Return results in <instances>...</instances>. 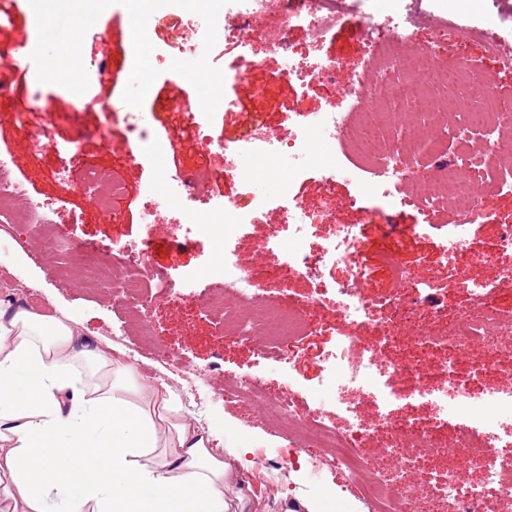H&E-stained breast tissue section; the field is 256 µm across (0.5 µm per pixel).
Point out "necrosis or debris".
<instances>
[{
	"mask_svg": "<svg viewBox=\"0 0 512 512\" xmlns=\"http://www.w3.org/2000/svg\"><path fill=\"white\" fill-rule=\"evenodd\" d=\"M356 17L355 33L367 47V65L344 71L342 61L324 50L343 14ZM419 18L399 0H236L217 25V35L241 53L263 43L277 60L279 80L306 89L319 84L337 91L345 108L328 107L316 116V137L296 129L288 138L274 135L260 124L249 125L234 138L215 139L201 133L197 141L208 157L238 165L242 193L213 209L205 180L196 174L176 176L170 192L187 196L193 208H174L148 195L135 221L148 236L179 238L193 233L198 213L210 209V234L230 238L236 226L257 223L269 197L281 201L287 234H271L258 244V262L244 264L238 249L225 248L224 271L210 284L213 300L224 305V324L234 340L257 356L286 362L283 345L315 330V312L333 305L341 324L334 350L324 362L327 373L316 392L322 402L302 409L301 389L293 379L269 387L257 374L240 377L225 388L223 400L246 421L287 420L290 448L285 457L261 460L273 478H281L299 461L312 464L314 473L341 475L345 491L361 498L369 512H420L422 494L448 502L453 512H493L498 500L512 499V370L499 365V347L512 339V318L504 317L499 297L512 293V270L494 279L477 276L463 281L471 305L439 309L430 322L412 314L420 297L438 288L433 277L414 269L393 266V288L374 289L366 270L364 244L357 225H336L319 244V266L308 263L307 250L316 226L313 213L292 181L267 190L257 185L254 170L289 160L299 174L314 172L333 180L339 172L337 151H346L358 168H369L366 192L387 208H417L424 232L441 215H448L454 232L442 249L443 268L476 266L495 261L498 253H512V227L502 233L493 250L472 253L466 234L470 225L488 216L489 197L512 192V113L501 108L499 78L512 73V57L502 54L496 24L465 25L448 18L431 26L427 48L416 38ZM306 36L304 50L289 42L292 30ZM480 44L494 62L493 69L471 67L456 56V48ZM481 131L480 140L469 137ZM463 141L454 161L440 167L433 184L410 194L407 184L419 178L422 144L442 139ZM11 154L0 152V228L47 223L49 204L33 197L15 173ZM85 256L105 261L112 280V296L145 297L147 302L180 298L165 273L156 271L147 244L113 241L90 245ZM344 265L349 276L337 288L312 289L307 299L263 297L264 279L285 273L317 280L321 267ZM368 326L372 339L359 343L353 332ZM483 345L486 358L475 364L468 355ZM491 376L492 387L473 398L471 379ZM405 383L396 390L394 379ZM370 399L376 418L364 423L358 398ZM426 405L429 419L397 417L396 404ZM378 445L377 454L363 455L365 444ZM482 462L479 478H466L473 462Z\"/></svg>",
	"mask_w": 512,
	"mask_h": 512,
	"instance_id": "necrosis-or-debris-1",
	"label": "necrosis or debris"
}]
</instances>
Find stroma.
<instances>
[{"label":"stroma","instance_id":"35a3bbf8","mask_svg":"<svg viewBox=\"0 0 512 512\" xmlns=\"http://www.w3.org/2000/svg\"><path fill=\"white\" fill-rule=\"evenodd\" d=\"M408 6L424 20L465 14L472 23L494 15L502 39L501 50L512 55V0H407ZM9 20H0V70L12 62L16 49L31 53L37 43V30L31 23L33 10L28 0H8ZM352 16L339 17L333 38L325 45L328 54L340 58L345 69L357 67L365 58V48L352 35ZM130 17L119 5L110 6L86 33L84 62L94 85L91 93L76 95L55 84H33L21 78L9 98L0 100V151L14 156L18 177L30 193L52 203L50 218L65 233L71 244H107L115 240L137 241L145 236L134 218L147 193L165 195L173 176L187 168L206 163L197 142L174 132V117L165 108L173 94L168 82L169 66L181 55L177 43L167 34L154 42L151 63L159 75L142 109L125 105L122 87L117 86L119 71H130L133 51L129 43ZM255 51L264 63L248 67L246 81L226 88L225 106L217 108L213 119L196 114L195 120L211 136L233 137L243 131L247 117H256L279 136H287L293 121H301L313 131L316 112L328 106L331 95L321 86L299 91L296 86L275 79L276 60L263 44ZM48 127L51 148L32 155L27 147L25 127ZM147 130L151 139L162 145L158 158L138 164L129 162L128 148L135 140L132 128ZM342 175L327 182L311 173L296 183L312 211H321L331 203L329 223L321 224L326 235L334 224H356L362 232L373 282L389 288L393 280L389 268L377 260L378 251L398 245V259L415 269L428 264L440 283L438 300L451 308L464 305L461 283L471 275L495 278L501 267L512 266V255H503L499 263L478 268H459L450 273L440 265L441 251L449 226L438 222L425 234L413 236L412 225L423 220L419 211L403 208L388 210L373 197H360V185L348 172L354 163L342 158ZM83 174L88 169H103L118 178L124 191L114 210H98L75 184L59 179L61 170ZM512 225V193L493 196L485 223L472 225L468 244L474 253L493 248L502 228ZM154 267L170 275L181 293L179 305H155L139 318L112 301V285L83 280L69 275L70 253L47 262L39 254L38 231L31 226L18 227L11 236L0 235V279L12 277L32 284L40 299L32 308L46 313H64L85 328L96 343L121 346L126 359L141 373L159 376L172 387L179 407L194 416L203 431L213 433V447L227 445L246 449L247 453L276 454L288 447V440L260 424L246 423L226 407L219 394L227 376L261 375L270 385L282 383L285 375H294L303 391H312L324 377L322 359L336 341V314L332 307L321 310V321L313 333L302 336L292 349L297 363L294 369L258 358L252 349L223 338L224 315L220 309L203 313L198 305L208 297L210 278L218 274L224 262L223 246L206 233L189 235L176 241L155 240L149 248ZM120 335H113V328ZM177 355L181 365L168 363ZM205 378H197V371Z\"/></svg>","mask_w":512,"mask_h":512}]
</instances>
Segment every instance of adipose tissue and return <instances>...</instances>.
I'll list each match as a JSON object with an SVG mask.
<instances>
[{
  "label": "adipose tissue",
  "mask_w": 512,
  "mask_h": 512,
  "mask_svg": "<svg viewBox=\"0 0 512 512\" xmlns=\"http://www.w3.org/2000/svg\"><path fill=\"white\" fill-rule=\"evenodd\" d=\"M210 442L121 350L0 299V512H231L245 451Z\"/></svg>",
  "instance_id": "1"
}]
</instances>
